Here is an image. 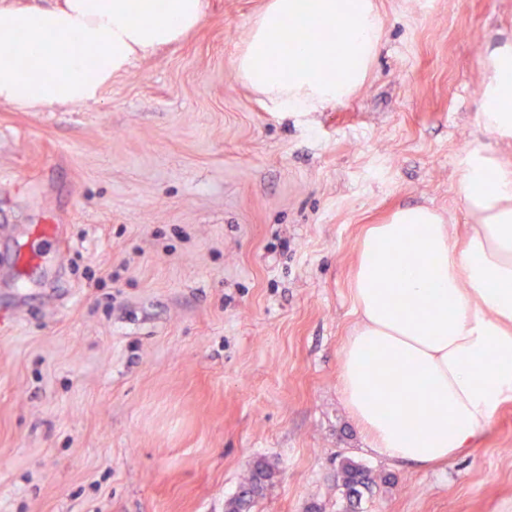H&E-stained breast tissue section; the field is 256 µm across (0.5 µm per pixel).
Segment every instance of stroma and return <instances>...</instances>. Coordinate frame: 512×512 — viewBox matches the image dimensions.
Segmentation results:
<instances>
[{
  "label": "stroma",
  "instance_id": "1",
  "mask_svg": "<svg viewBox=\"0 0 512 512\" xmlns=\"http://www.w3.org/2000/svg\"><path fill=\"white\" fill-rule=\"evenodd\" d=\"M266 2L207 0L98 101L0 102V512H225L260 459L253 512H341L343 458L363 512H512V404L421 471L367 455L339 390L368 226L469 223L468 158L512 163L480 117L512 0H375L363 84L288 116L235 67ZM337 475L342 497L347 503L344 511H355L361 505L365 495L372 493L376 476L368 466L350 458L340 462Z\"/></svg>",
  "mask_w": 512,
  "mask_h": 512
}]
</instances>
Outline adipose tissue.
Returning a JSON list of instances; mask_svg holds the SVG:
<instances>
[{
  "label": "adipose tissue",
  "instance_id": "obj_1",
  "mask_svg": "<svg viewBox=\"0 0 512 512\" xmlns=\"http://www.w3.org/2000/svg\"><path fill=\"white\" fill-rule=\"evenodd\" d=\"M204 15L205 0H0V101H97L114 75ZM76 41L83 52H71ZM480 111L486 130L512 135V42L488 53ZM461 188L472 220L463 243L422 205L366 230L339 353L340 393L368 453L423 470L471 453L512 403V165L473 156Z\"/></svg>",
  "mask_w": 512,
  "mask_h": 512
}]
</instances>
